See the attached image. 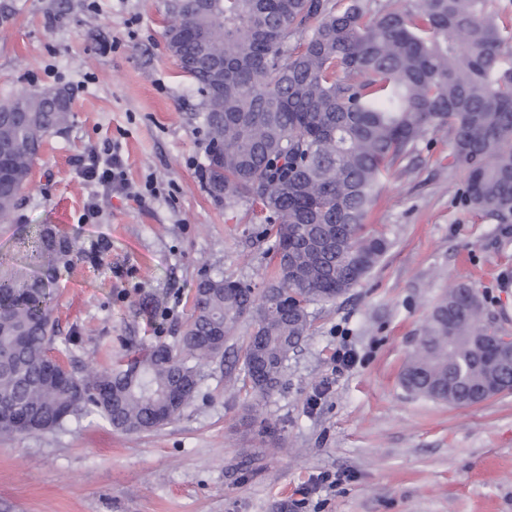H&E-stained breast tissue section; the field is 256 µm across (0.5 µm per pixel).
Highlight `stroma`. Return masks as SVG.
I'll use <instances>...</instances> for the list:
<instances>
[{"label":"stroma","mask_w":512,"mask_h":512,"mask_svg":"<svg viewBox=\"0 0 512 512\" xmlns=\"http://www.w3.org/2000/svg\"><path fill=\"white\" fill-rule=\"evenodd\" d=\"M166 22L164 0H0V97L61 88L72 103L35 187L0 223V254L27 269L44 225L77 241L47 277L55 350L80 378L176 345L202 277L272 273L249 204L225 207L202 183L203 99L167 50ZM106 141L121 142L128 182L153 180L147 207L80 176L77 158ZM405 164L365 219L388 252L348 294L311 306L277 390L246 398L223 359H203L193 401L157 430L80 414L0 435V512H512V391L450 406L400 383L431 306L459 283L512 336V214L463 205L447 131L426 129ZM345 346L358 362L339 372ZM324 473L343 480L316 485Z\"/></svg>","instance_id":"stroma-1"}]
</instances>
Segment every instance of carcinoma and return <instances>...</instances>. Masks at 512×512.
Masks as SVG:
<instances>
[{"mask_svg":"<svg viewBox=\"0 0 512 512\" xmlns=\"http://www.w3.org/2000/svg\"><path fill=\"white\" fill-rule=\"evenodd\" d=\"M166 0L177 22L164 37L203 96L210 150L202 180L215 199L251 204L271 226L280 264L261 292L204 277L179 352L152 345L72 384L48 382L43 354L57 336L49 282L0 260V350L28 338L16 365L0 368V433L50 432L69 416L94 413L123 432L173 420L198 386L180 357L221 358L249 322L239 373L249 394L281 383L290 352L309 335V307L333 303L372 272L389 248L364 220L382 180L397 171L428 127L446 129L454 162L467 171L462 199L473 210L512 214V24L494 0ZM224 55V71L209 59ZM60 89L0 99V145L16 144L14 177L0 181V214L13 212L45 143L67 123ZM46 225L33 259L49 268L79 250ZM484 300L468 284L432 306L401 373L410 393L470 405L512 358L493 367L482 337ZM108 400L91 397L102 381Z\"/></svg>","mask_w":512,"mask_h":512,"instance_id":"cac0c4a2","label":"carcinoma"}]
</instances>
